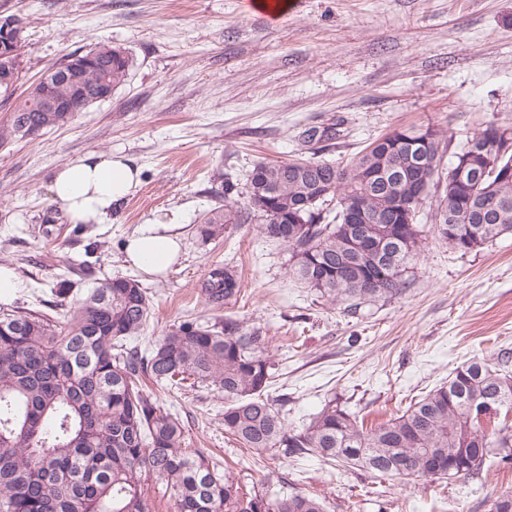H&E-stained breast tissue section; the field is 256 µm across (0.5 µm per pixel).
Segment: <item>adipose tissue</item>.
Masks as SVG:
<instances>
[{
  "mask_svg": "<svg viewBox=\"0 0 512 512\" xmlns=\"http://www.w3.org/2000/svg\"><path fill=\"white\" fill-rule=\"evenodd\" d=\"M139 168L124 156L88 153L57 171L51 191L73 223H102L139 184ZM129 263L144 274L170 270L180 253V239L170 224H144L127 241Z\"/></svg>",
  "mask_w": 512,
  "mask_h": 512,
  "instance_id": "1",
  "label": "adipose tissue"
}]
</instances>
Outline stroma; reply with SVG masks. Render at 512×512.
Returning a JSON list of instances; mask_svg holds the SVG:
<instances>
[{"mask_svg":"<svg viewBox=\"0 0 512 512\" xmlns=\"http://www.w3.org/2000/svg\"><path fill=\"white\" fill-rule=\"evenodd\" d=\"M24 26L26 89L68 53L118 45L135 65L112 97L35 141L0 147V266L23 280L13 303L71 298L93 282L138 279L152 300L149 348L183 320L214 324L198 285L215 262L236 267L241 293L222 315L267 336L268 394L292 428L331 396L365 425L384 421L474 359L512 353V234L463 254L426 233L407 288L357 312L330 307L286 274L289 251L248 229L202 240L196 227L220 190L215 168L247 201L262 160L301 154L303 131L339 124L319 158L351 160L399 126H441L463 139L512 125V0H292L279 22L244 0H0ZM120 154L140 185L108 223L77 225L54 201V174L77 157ZM54 224H43L46 212ZM143 224L177 225L180 259L162 277L129 267L124 247ZM186 443L216 451L245 490L319 495L325 512H489L512 493V465L482 476L392 480L309 457L261 460L224 433V397L207 388L163 393Z\"/></svg>","mask_w":512,"mask_h":512,"instance_id":"1","label":"stroma"}]
</instances>
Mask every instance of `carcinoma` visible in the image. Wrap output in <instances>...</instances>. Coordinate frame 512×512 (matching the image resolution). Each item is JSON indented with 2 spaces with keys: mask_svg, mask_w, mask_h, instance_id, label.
I'll use <instances>...</instances> for the list:
<instances>
[{
  "mask_svg": "<svg viewBox=\"0 0 512 512\" xmlns=\"http://www.w3.org/2000/svg\"><path fill=\"white\" fill-rule=\"evenodd\" d=\"M21 25L14 15H0V94L9 97L14 75L22 73ZM68 60L88 96L59 82L54 91L67 110L42 112L43 84H30L0 125V145L66 125L98 103L100 88L124 85L134 66L132 55L112 45ZM497 131L512 140V127L490 123L452 152L444 128L410 126L374 140L345 164L259 161L245 205L218 168L213 180L222 191L197 234L207 241L257 221L259 233L288 246L289 277L355 312L401 294L404 272L420 254L419 213L428 194L415 199L410 219L393 206L408 184L442 188L433 230L453 250L469 253L512 233V180L487 176L461 185L453 165L442 175L449 151L455 158L473 149L481 167L512 168V150L501 152L503 142L491 136ZM333 200L335 209H327ZM358 210L367 223L349 222ZM70 291L67 280L54 289V316L26 307L0 313V512H149L151 477L166 483L173 512H325L320 498L301 492L247 496L220 458L184 447L182 421L162 407L160 391L187 377L193 387L224 393V433L272 460L315 455L384 478L450 480L475 478L490 461L512 463V424L501 418L512 411V372L504 367L465 363L374 428L330 397L309 423L290 429L267 393L274 363L259 331L231 318L207 326L187 319L143 350L130 344L150 318L138 280H101L72 301ZM240 293L227 264L210 265L200 283L211 311L224 310Z\"/></svg>",
  "mask_w": 512,
  "mask_h": 512,
  "instance_id": "1",
  "label": "carcinoma"
}]
</instances>
